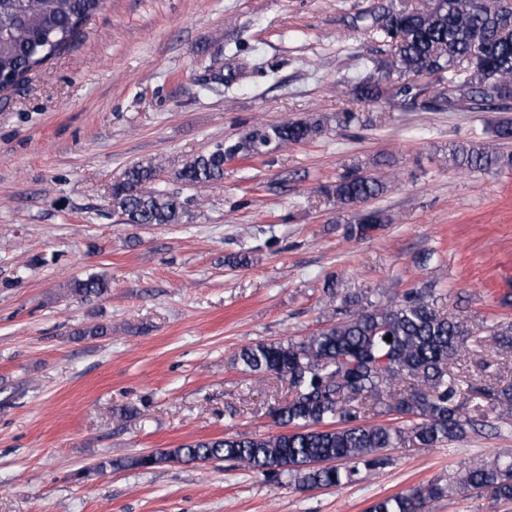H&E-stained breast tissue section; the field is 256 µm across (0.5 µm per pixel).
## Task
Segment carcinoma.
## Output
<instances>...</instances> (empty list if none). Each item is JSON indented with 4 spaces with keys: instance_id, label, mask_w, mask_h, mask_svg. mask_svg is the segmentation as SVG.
<instances>
[{
    "instance_id": "cac0c4a2",
    "label": "carcinoma",
    "mask_w": 512,
    "mask_h": 512,
    "mask_svg": "<svg viewBox=\"0 0 512 512\" xmlns=\"http://www.w3.org/2000/svg\"><path fill=\"white\" fill-rule=\"evenodd\" d=\"M102 0H0V82L18 84L64 51ZM389 43L397 93L428 100L431 110H462L512 99V0L490 9L487 0H429L423 7L390 4L355 17ZM354 93L379 102L390 88L361 80ZM324 133L323 123L285 120L253 130L239 141L218 144L175 171L185 186L224 180V165L238 156L264 155ZM448 161L470 172L512 167V152L482 143L455 144ZM163 166L139 162L112 184V210L126 224H180L189 200L160 187ZM388 184L359 171L327 188L342 207L368 202ZM371 223L357 212L346 237L363 239L383 225L378 210ZM110 283L98 276L74 278L68 292L84 301L101 299ZM325 301L340 302L343 317L300 339L243 347L237 360L257 381L288 380V398L271 409L288 428L268 437L244 434L197 440L149 455L101 461L96 469L145 468L167 464L231 462L267 477L286 474L301 492L336 488L357 480L360 469L390 463L392 448H437L483 426L488 412L512 415V367L496 358L512 354V321H498L480 334L467 318L451 316L434 291L410 288L387 301L362 292L324 290ZM391 341H386V336ZM481 356L493 382H479L458 367L461 357ZM385 404L392 423H366L364 409ZM451 494L512 502V449L491 459H471L448 482L431 481L373 502L367 512H426L428 503Z\"/></svg>"
}]
</instances>
